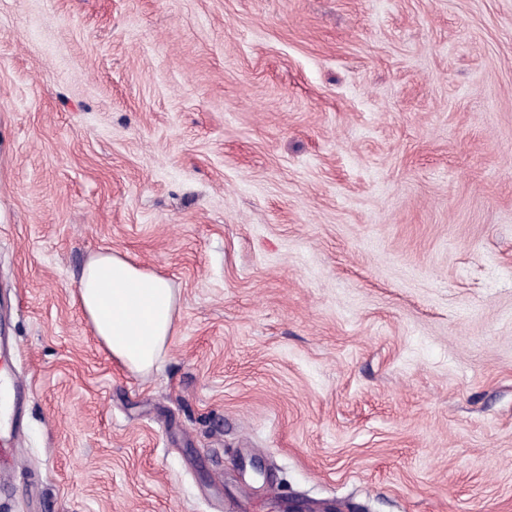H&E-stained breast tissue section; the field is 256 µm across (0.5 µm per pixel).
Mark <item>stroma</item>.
<instances>
[{"instance_id":"obj_1","label":"stroma","mask_w":512,"mask_h":512,"mask_svg":"<svg viewBox=\"0 0 512 512\" xmlns=\"http://www.w3.org/2000/svg\"><path fill=\"white\" fill-rule=\"evenodd\" d=\"M1 97L0 512H512V0H0ZM76 296L95 336L132 370L149 371L174 334L177 295L170 281L118 253L89 258Z\"/></svg>"}]
</instances>
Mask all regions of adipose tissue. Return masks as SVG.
<instances>
[{
	"instance_id": "ef3b65f1",
	"label": "adipose tissue",
	"mask_w": 512,
	"mask_h": 512,
	"mask_svg": "<svg viewBox=\"0 0 512 512\" xmlns=\"http://www.w3.org/2000/svg\"><path fill=\"white\" fill-rule=\"evenodd\" d=\"M76 296L95 336L130 369L149 371L174 334L177 295L170 281L120 254L90 257Z\"/></svg>"
}]
</instances>
